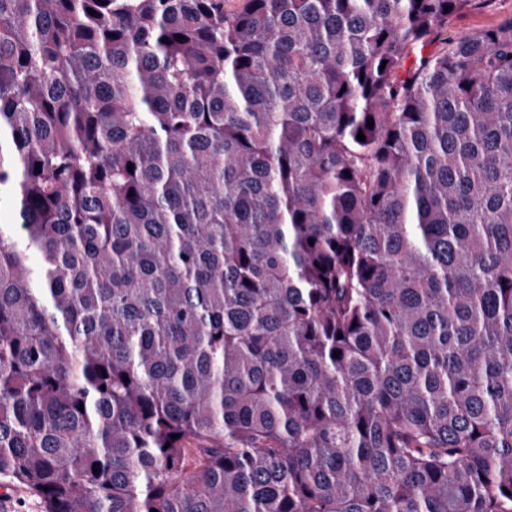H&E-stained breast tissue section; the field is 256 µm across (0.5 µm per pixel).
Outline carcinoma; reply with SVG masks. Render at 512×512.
I'll return each instance as SVG.
<instances>
[{
    "label": "carcinoma",
    "mask_w": 512,
    "mask_h": 512,
    "mask_svg": "<svg viewBox=\"0 0 512 512\" xmlns=\"http://www.w3.org/2000/svg\"><path fill=\"white\" fill-rule=\"evenodd\" d=\"M491 2L0 0V476L512 512V15L428 50Z\"/></svg>",
    "instance_id": "cac0c4a2"
}]
</instances>
